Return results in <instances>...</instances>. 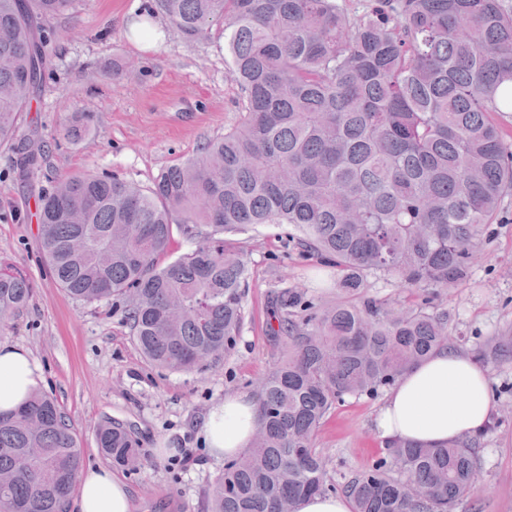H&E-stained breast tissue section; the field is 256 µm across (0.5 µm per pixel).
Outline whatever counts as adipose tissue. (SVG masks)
<instances>
[{"label":"adipose tissue","mask_w":512,"mask_h":512,"mask_svg":"<svg viewBox=\"0 0 512 512\" xmlns=\"http://www.w3.org/2000/svg\"><path fill=\"white\" fill-rule=\"evenodd\" d=\"M44 383L40 364L24 347L0 343V412L22 408ZM490 378L471 356L443 349L405 373L376 419L384 438L430 447L483 431L491 413ZM257 404L243 393L225 396L201 432L210 455L225 459L247 448L257 428ZM80 512H131L124 485L106 469L78 477Z\"/></svg>","instance_id":"ef3b65f1"}]
</instances>
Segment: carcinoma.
Returning <instances> with one entry per match:
<instances>
[{"label":"carcinoma","instance_id":"1","mask_svg":"<svg viewBox=\"0 0 512 512\" xmlns=\"http://www.w3.org/2000/svg\"><path fill=\"white\" fill-rule=\"evenodd\" d=\"M155 0L185 38L222 24L240 117L198 154L140 186L116 174H68L41 190L39 245L56 283L87 304L125 303L150 363L188 371L241 335L250 267L231 235L288 227L303 253L336 270L343 297L318 304L272 292L269 335L284 353L257 394L250 446L224 463L206 512H278L335 487L353 512H456L478 469L480 437L432 447L388 440L389 462L329 482L314 448L345 398L374 394L448 346V311L426 299L391 308L363 295L368 277L448 288L469 274L479 236L512 194V0ZM72 0H0V143L40 92L56 37L45 20ZM93 116L64 124L78 142ZM40 150L21 153L26 174ZM84 214L72 224L68 213ZM189 246L175 253L174 234ZM171 255L165 264L160 259ZM33 292L0 267V325ZM478 356L512 362V328ZM119 467L139 441L98 430ZM45 456L29 462V449ZM83 454L56 401L40 392L0 413V512H64Z\"/></svg>","mask_w":512,"mask_h":512}]
</instances>
